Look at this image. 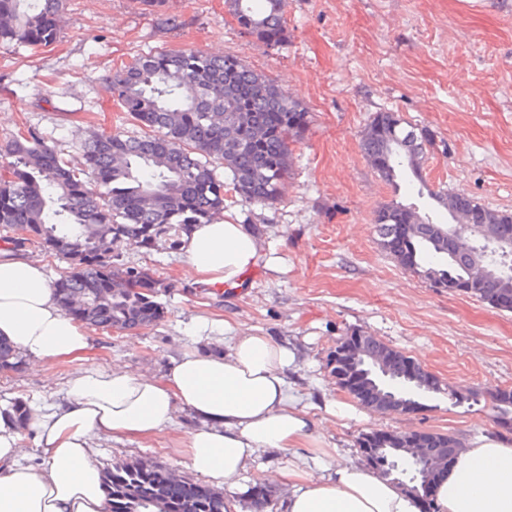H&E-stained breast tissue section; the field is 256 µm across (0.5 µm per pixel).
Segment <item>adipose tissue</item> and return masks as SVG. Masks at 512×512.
<instances>
[{
  "label": "adipose tissue",
  "mask_w": 512,
  "mask_h": 512,
  "mask_svg": "<svg viewBox=\"0 0 512 512\" xmlns=\"http://www.w3.org/2000/svg\"><path fill=\"white\" fill-rule=\"evenodd\" d=\"M182 250L194 281L237 282L261 256L258 240L229 220L201 224ZM0 337L34 362L83 358L86 328L65 316L44 268L0 258ZM287 345L259 333L233 337L228 354L186 349L162 377L119 366L69 377L59 403L34 410L27 431L0 416V512H109L101 473L92 460L102 438L154 437L177 409L200 422L180 442L188 466L211 481H235L266 448H310L282 477L291 488L284 512H419L418 501L358 464L327 469L328 449L308 411L290 394ZM33 440L41 471L21 466L24 440ZM436 512H512V443L480 434L457 455L434 496Z\"/></svg>",
  "instance_id": "1"
}]
</instances>
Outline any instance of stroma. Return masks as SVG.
Here are the masks:
<instances>
[{
  "mask_svg": "<svg viewBox=\"0 0 512 512\" xmlns=\"http://www.w3.org/2000/svg\"><path fill=\"white\" fill-rule=\"evenodd\" d=\"M284 17L288 37L269 48L239 28L224 0H68L54 44L35 51L0 41V145L25 125L64 148L77 168L91 134H139L107 77L149 52L237 56L311 114L277 203L224 195L225 218L245 225L263 254L238 286L195 285L182 251L163 246L147 255L121 246L126 260L170 281L158 297L164 319L123 334L90 328L84 359L26 362L0 374V404L57 403L70 375L110 362L158 377L178 350L227 352L223 334L194 337L200 319L224 318L235 331L295 351L288 380L334 451L328 465L364 463L358 439L374 430L443 433L464 445L486 432L512 441L492 420L493 395L512 389V312L431 287L381 248L376 211L414 198L405 186L381 181L360 147L376 113H396L434 140L424 170L430 184L512 212V0H286ZM354 329L410 356L443 385L471 392V400L423 393L412 414L358 405L336 418L327 404L350 396L326 363L337 339ZM194 425L181 409L153 438L96 441L92 459L103 470L142 459L190 479L176 446ZM295 459L291 449L260 451L237 484L221 491L238 500L240 512H253L252 491L265 483L266 512H281L288 497L281 474Z\"/></svg>",
  "mask_w": 512,
  "mask_h": 512,
  "instance_id": "1",
  "label": "stroma"
}]
</instances>
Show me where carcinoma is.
Returning <instances> with one entry per match:
<instances>
[{"label": "carcinoma", "instance_id": "carcinoma-1", "mask_svg": "<svg viewBox=\"0 0 512 512\" xmlns=\"http://www.w3.org/2000/svg\"><path fill=\"white\" fill-rule=\"evenodd\" d=\"M241 29L267 46L287 38L280 0H226ZM67 0H0V39L38 49L56 40ZM112 93L126 114L146 129L141 137L95 134L83 144L87 169L69 166L62 150L34 130L0 147V229L17 248L34 245L69 264L53 284L57 305L85 325L133 331L157 324V301L171 284L156 272L114 252L121 244L147 252L182 246L199 224L224 212V188L249 204L271 205L288 178L291 143L310 120L300 103L274 81L236 56L210 57L197 51L144 54L109 75ZM254 114L260 136L234 126V110ZM432 139L391 112H378L365 128L361 148L378 176L393 183L407 172L411 191L448 210V223L435 213L398 202L375 215L379 244L391 256L402 241L397 225L414 217L406 251L408 271L425 282L439 280L450 293L478 264L490 272L469 297L494 306L512 295V213L479 202L457 210L460 190L432 189L422 177ZM224 167L225 179L215 164ZM112 283V297L97 302L90 290ZM20 352L0 339V372L16 370ZM496 423L512 428V390L495 397ZM25 428L31 409L22 400L6 407ZM392 463L403 465L395 479L414 495L421 466L399 444ZM111 512H224V494L198 482L174 484L165 469L136 461L102 474Z\"/></svg>", "mask_w": 512, "mask_h": 512}]
</instances>
